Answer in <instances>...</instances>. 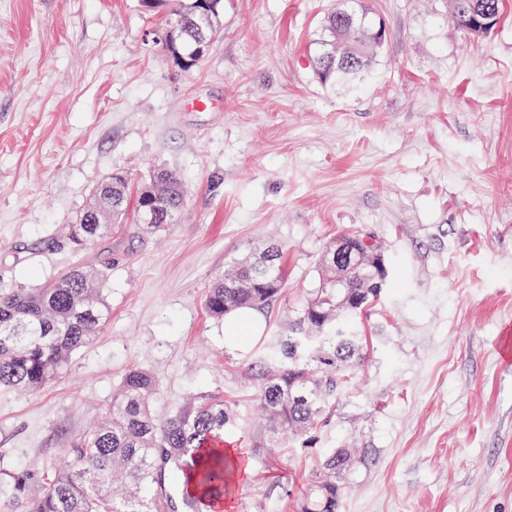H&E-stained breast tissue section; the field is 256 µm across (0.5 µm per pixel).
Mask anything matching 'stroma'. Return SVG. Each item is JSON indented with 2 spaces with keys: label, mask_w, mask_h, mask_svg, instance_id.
<instances>
[{
  "label": "stroma",
  "mask_w": 512,
  "mask_h": 512,
  "mask_svg": "<svg viewBox=\"0 0 512 512\" xmlns=\"http://www.w3.org/2000/svg\"><path fill=\"white\" fill-rule=\"evenodd\" d=\"M386 38L350 94L311 63L339 3ZM169 6L0 0V281L39 288L73 263L108 266L109 319L32 394L0 391V472L66 464L133 366L168 415L223 391L225 447L246 475L224 512H296L327 452L354 451L344 512H512V0L478 37L451 0H224V33L180 70L159 35ZM205 108H196V101ZM138 189L180 175L179 219L83 252L74 223L113 169ZM371 236L386 286L359 318L364 361L310 443L272 444L254 401L267 347L318 288L321 254ZM281 251L285 288L258 335L231 346L202 300L231 261Z\"/></svg>",
  "instance_id": "1"
}]
</instances>
